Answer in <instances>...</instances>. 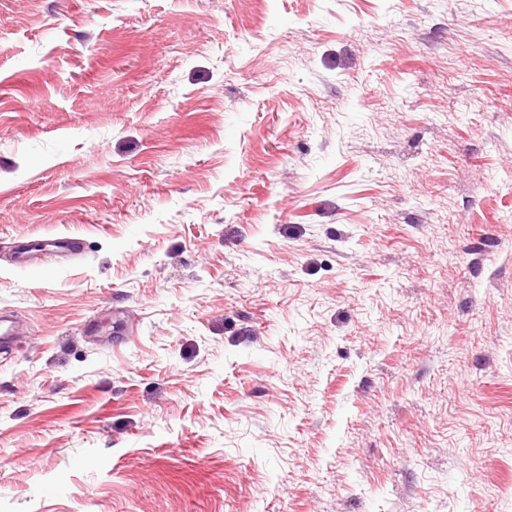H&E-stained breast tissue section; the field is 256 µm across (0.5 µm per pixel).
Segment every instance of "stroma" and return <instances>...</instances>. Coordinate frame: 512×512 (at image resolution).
<instances>
[{"label":"stroma","mask_w":512,"mask_h":512,"mask_svg":"<svg viewBox=\"0 0 512 512\" xmlns=\"http://www.w3.org/2000/svg\"><path fill=\"white\" fill-rule=\"evenodd\" d=\"M0 315V512H512V0H0Z\"/></svg>","instance_id":"1"}]
</instances>
